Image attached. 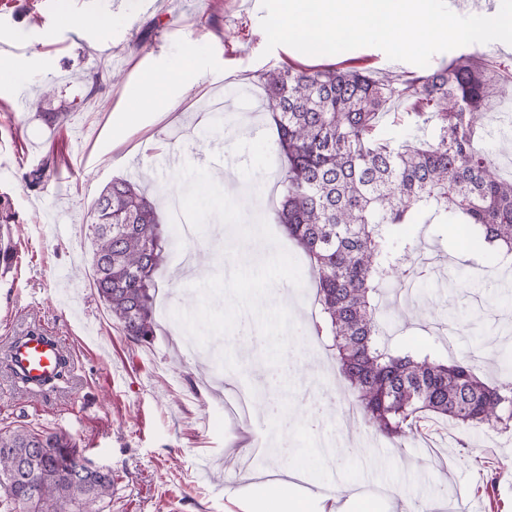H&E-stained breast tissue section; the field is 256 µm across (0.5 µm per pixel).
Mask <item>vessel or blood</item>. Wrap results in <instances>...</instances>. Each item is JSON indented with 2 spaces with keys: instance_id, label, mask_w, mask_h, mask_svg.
<instances>
[{
  "instance_id": "vessel-or-blood-1",
  "label": "vessel or blood",
  "mask_w": 512,
  "mask_h": 512,
  "mask_svg": "<svg viewBox=\"0 0 512 512\" xmlns=\"http://www.w3.org/2000/svg\"><path fill=\"white\" fill-rule=\"evenodd\" d=\"M64 352V345L56 336L35 331L18 337L8 351L11 374L18 384L43 386L54 377Z\"/></svg>"
}]
</instances>
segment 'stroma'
<instances>
[{
	"label": "stroma",
	"mask_w": 512,
	"mask_h": 512,
	"mask_svg": "<svg viewBox=\"0 0 512 512\" xmlns=\"http://www.w3.org/2000/svg\"><path fill=\"white\" fill-rule=\"evenodd\" d=\"M76 15L109 16L92 32L72 27ZM261 13L250 0H0V67L25 81L0 77V195L16 216L13 269L0 273V360L13 338L41 329L65 339L70 371L40 390L24 389L0 363V428L30 426L69 435L89 463L110 468L119 484L111 512H258L248 495L263 474L292 471L301 488L320 486L399 490L402 512H512V431L486 432L438 422L423 434L370 446L362 420L346 421L347 389L327 380L336 366L313 334L319 317L307 261L303 285L277 282L286 293L298 355L289 379L270 388L266 341L255 317L241 312L236 330L213 337L224 355L203 359L182 344L174 310L194 309L196 284L259 264L254 241L206 221L183 238L167 224L168 261L155 294L158 329L152 343L123 336L91 286L88 226L93 204L112 178L150 169L149 196L182 191L184 164L206 168L239 204L245 224L257 219L285 250L293 245L274 214L280 202L281 161L276 130L263 108L259 73L279 66H326L384 78L417 72L376 47L309 56L288 46L267 49ZM196 45L198 82L167 118L144 119L124 144L112 138L117 106L130 98L140 72L179 64ZM120 81H113V74ZM70 119L40 117L45 88ZM27 97L19 112L14 102ZM233 138H225V128ZM480 145L502 176L512 175V88L488 113ZM57 172L29 186L27 170L45 157ZM393 241L422 242L424 267L412 301L429 300L433 315L393 331L398 352L441 362L478 359L488 378L512 354V292L496 281L512 269L490 252L469 250L458 224L394 227ZM254 391L264 403L280 399L289 416L254 413L242 423L224 412V379ZM280 452L271 462L237 458L254 443Z\"/></svg>",
	"instance_id": "35a3bbf8"
}]
</instances>
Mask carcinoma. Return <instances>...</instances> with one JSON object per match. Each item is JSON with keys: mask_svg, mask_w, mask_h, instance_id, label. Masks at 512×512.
I'll return each mask as SVG.
<instances>
[{"mask_svg": "<svg viewBox=\"0 0 512 512\" xmlns=\"http://www.w3.org/2000/svg\"><path fill=\"white\" fill-rule=\"evenodd\" d=\"M264 108L275 123L283 159L278 224L309 260L324 326L352 408L375 436L405 438L428 417L502 432L512 428V379L488 383L473 358L441 363L391 352L388 324L372 295L399 273L412 281L420 247L394 250L389 225L415 224L435 208L467 224L512 265V179H503L478 145L497 80L484 57L462 54L419 74L376 79L331 68L267 70L258 76ZM40 104L62 125L70 113ZM402 120L436 136L393 146L379 137L390 105ZM46 158L24 173L37 187L55 174ZM8 199L0 196V270L14 250ZM89 228L92 285L112 320L132 342L156 336L158 271L168 259L156 204L134 180L115 178L100 193ZM71 438L25 427L0 429V512H106L116 480L111 470L80 471Z\"/></svg>", "mask_w": 512, "mask_h": 512, "instance_id": "1", "label": "carcinoma"}]
</instances>
